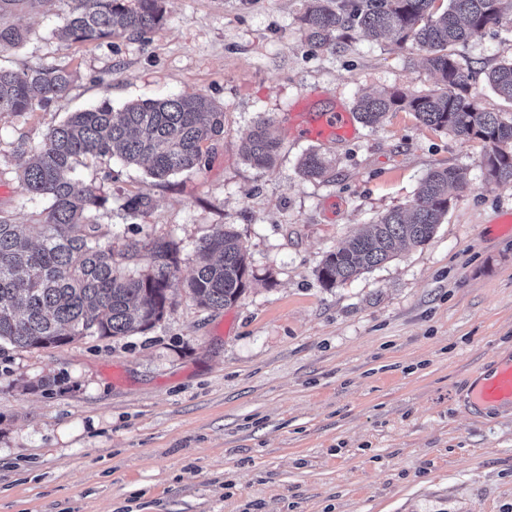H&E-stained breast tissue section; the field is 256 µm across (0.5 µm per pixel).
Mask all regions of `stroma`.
Masks as SVG:
<instances>
[{"mask_svg":"<svg viewBox=\"0 0 512 512\" xmlns=\"http://www.w3.org/2000/svg\"><path fill=\"white\" fill-rule=\"evenodd\" d=\"M72 5L4 18L30 35L0 66H53L75 82L50 106L0 115V214L44 219L14 147H38L102 101L199 94L223 106L224 135L199 170L163 180L115 157L78 165L108 199L98 222L113 252L177 243L175 306L132 336L0 343V512H512V415L469 402L474 369L512 361V236L494 227L512 183L487 179L482 143L409 112L348 140L298 134L366 93L436 89L421 54L352 33L311 48L301 0H164V23L144 38L72 43L56 35ZM455 54L481 106L512 113L485 78L512 56V16ZM264 120L280 146L259 168L241 146ZM312 150L329 165L316 179L300 171ZM446 167L468 186L425 244L322 286L329 251ZM139 193L152 199L144 217L124 208ZM222 224L247 250L250 284L206 310L185 284Z\"/></svg>","mask_w":512,"mask_h":512,"instance_id":"35a3bbf8","label":"stroma"}]
</instances>
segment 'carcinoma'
<instances>
[{"label": "carcinoma", "mask_w": 512, "mask_h": 512, "mask_svg": "<svg viewBox=\"0 0 512 512\" xmlns=\"http://www.w3.org/2000/svg\"><path fill=\"white\" fill-rule=\"evenodd\" d=\"M62 35L74 42L97 43L109 37H141L163 19L161 0H74ZM307 0L300 17L306 40L315 48L354 31L377 41L393 36L398 48L411 45L423 53L440 88L426 93L396 90L362 95L356 117L366 126H382L390 112L404 110L423 125L483 144L487 175L512 183V118L481 107L470 75L460 66L454 47L501 21L512 0ZM29 30L0 24V54L22 45ZM493 91L512 102V61L491 69ZM70 73L55 67L22 72L0 68V114L49 106L71 87ZM262 122L245 137L247 159L259 167L272 164L278 142ZM224 134V109L202 95L127 103L119 112L100 104L69 116L46 135L41 146L17 144L20 180L27 193L50 202L42 224H31L38 243L20 225L0 215V342L20 348H46L80 336H130L145 332L174 307L170 293L178 269L179 249L172 240L131 243L119 257L101 240L98 213L107 199L74 175L86 155H118L128 165L149 164L154 179L198 168L203 145ZM304 176L326 172L315 152L301 161ZM466 188L454 168L435 169L423 179L406 208L381 215L370 229L329 252L318 279L333 288L395 256L404 243L422 245L448 212L450 196ZM126 211L146 216L151 198H128ZM199 263L187 284L200 307L222 309L236 303L249 284V263L238 235L216 228L199 249ZM134 265L132 275L120 265Z\"/></svg>", "instance_id": "carcinoma-1"}]
</instances>
